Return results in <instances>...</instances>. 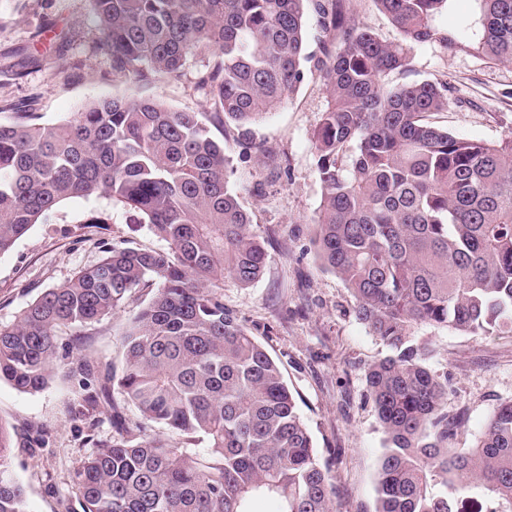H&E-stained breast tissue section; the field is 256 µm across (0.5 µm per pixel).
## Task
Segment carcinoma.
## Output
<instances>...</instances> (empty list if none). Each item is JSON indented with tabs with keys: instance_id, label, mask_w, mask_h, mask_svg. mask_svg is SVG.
<instances>
[{
	"instance_id": "1",
	"label": "carcinoma",
	"mask_w": 512,
	"mask_h": 512,
	"mask_svg": "<svg viewBox=\"0 0 512 512\" xmlns=\"http://www.w3.org/2000/svg\"><path fill=\"white\" fill-rule=\"evenodd\" d=\"M449 2L376 0L398 33L387 41L350 0H91L116 74L180 82L189 58L208 57L195 86L210 111L110 98L59 123L34 112L0 122V255L72 199L133 210L167 244L109 248L0 325V380L36 393L61 361L83 405L112 426L79 460L80 512H258L261 501L334 512L336 487L280 363L221 292L226 276L255 283L267 262L228 188L224 142L277 111L310 62L328 97L313 135L315 252L390 351L365 375L384 434L375 512H470L474 488L496 502L487 512H512V401L474 447H449L448 376L430 370L432 350L413 336L418 325L512 336V136H455L425 121L448 110L447 83L387 81L411 71V51L435 38ZM475 2L446 45L511 63L512 0ZM310 12L329 36L315 58L305 54ZM147 284L156 292L123 335L121 375L73 358L63 333L111 316ZM154 425L169 435L147 434ZM0 512H27L1 421Z\"/></svg>"
}]
</instances>
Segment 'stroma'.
<instances>
[{
    "label": "stroma",
    "instance_id": "1",
    "mask_svg": "<svg viewBox=\"0 0 512 512\" xmlns=\"http://www.w3.org/2000/svg\"><path fill=\"white\" fill-rule=\"evenodd\" d=\"M474 12L473 0H451L434 20L437 39L414 49L407 78L447 83L448 109L430 114V123L459 137L495 142L512 133V63L452 52L440 41ZM99 39L90 0H0V121L33 112L52 124L113 97L149 96L178 110L208 111L206 95L194 88L202 58L190 59L182 81L142 85L113 73ZM326 107L319 78L307 75L279 110L249 125L247 141L228 143L230 186L251 212L269 259L250 286L225 279L224 304L279 359L330 469L337 512H374L384 435L365 397V373L387 349L357 319L345 283L324 269L312 245L311 220L321 201L313 132ZM251 141L287 157L289 175L257 164L247 147ZM94 209L110 214V223H88ZM106 244L164 246L135 213L113 209L103 199L71 200L49 223L33 225L0 255V324H11L44 291L98 263ZM152 295V289L139 290L111 318L82 329L81 352L121 369V334L133 311ZM414 335L433 350L429 367L448 375L445 409L461 418L451 447H473L498 404L512 399V338L425 325ZM0 421L14 436L13 461L26 489L27 512H63L62 499L76 496L78 461L93 440L112 435L108 419L83 406L77 382L59 373L35 394L0 381Z\"/></svg>",
    "mask_w": 512,
    "mask_h": 512
}]
</instances>
